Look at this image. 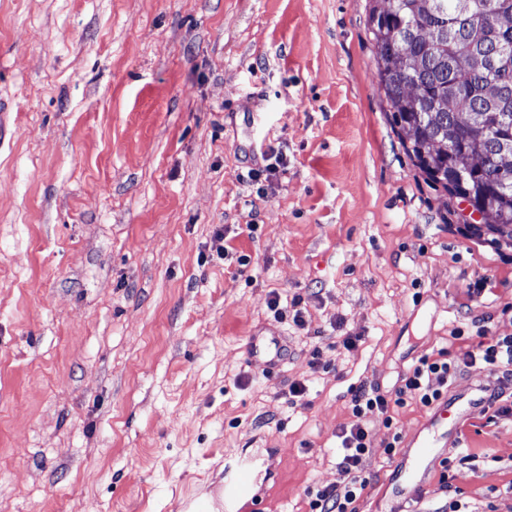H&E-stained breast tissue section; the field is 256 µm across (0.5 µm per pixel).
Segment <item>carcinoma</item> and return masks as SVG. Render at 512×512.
I'll list each match as a JSON object with an SVG mask.
<instances>
[{"instance_id":"1","label":"carcinoma","mask_w":512,"mask_h":512,"mask_svg":"<svg viewBox=\"0 0 512 512\" xmlns=\"http://www.w3.org/2000/svg\"><path fill=\"white\" fill-rule=\"evenodd\" d=\"M369 27L378 86L414 165L512 240V0H384ZM482 143L469 172L454 156Z\"/></svg>"}]
</instances>
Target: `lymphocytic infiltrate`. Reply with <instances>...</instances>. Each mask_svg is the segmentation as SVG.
<instances>
[{
  "instance_id": "obj_1",
  "label": "lymphocytic infiltrate",
  "mask_w": 512,
  "mask_h": 512,
  "mask_svg": "<svg viewBox=\"0 0 512 512\" xmlns=\"http://www.w3.org/2000/svg\"><path fill=\"white\" fill-rule=\"evenodd\" d=\"M477 363L512 377V336L490 337L449 354L440 348L416 359L400 376L394 393L381 392L377 386L360 384L352 388L351 420L338 434L342 451L336 464L335 484L308 489L309 512H359L357 502L372 479L364 467L373 442L367 419L379 414L389 416L394 408L414 404L434 406L448 393V382L461 368Z\"/></svg>"
}]
</instances>
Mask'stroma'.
<instances>
[{
    "instance_id": "obj_1",
    "label": "stroma",
    "mask_w": 512,
    "mask_h": 512,
    "mask_svg": "<svg viewBox=\"0 0 512 512\" xmlns=\"http://www.w3.org/2000/svg\"><path fill=\"white\" fill-rule=\"evenodd\" d=\"M371 6L0 0V512H181L229 448L264 512H308L352 387L394 392L456 328L512 336V242L407 155ZM273 331L271 375L246 344ZM430 416L372 418L359 512H512V417L484 403L420 497L392 482Z\"/></svg>"
}]
</instances>
